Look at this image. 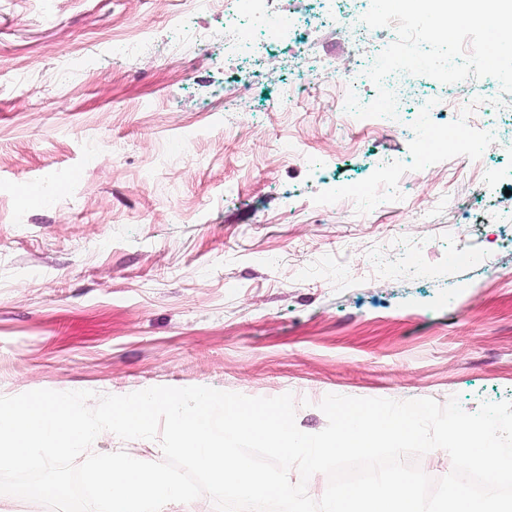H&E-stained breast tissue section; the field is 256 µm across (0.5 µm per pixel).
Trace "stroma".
I'll return each instance as SVG.
<instances>
[{"mask_svg": "<svg viewBox=\"0 0 512 512\" xmlns=\"http://www.w3.org/2000/svg\"><path fill=\"white\" fill-rule=\"evenodd\" d=\"M185 0H0V396L206 386L292 394L512 400V112L449 213L456 139L435 140L411 195L343 208L417 131L342 124L321 85L275 109L290 72L249 86L206 40L176 35ZM143 37L114 53L113 35ZM96 60L87 68L81 54ZM241 96L224 109L225 92ZM300 142L330 158L271 167Z\"/></svg>", "mask_w": 512, "mask_h": 512, "instance_id": "1", "label": "stroma"}]
</instances>
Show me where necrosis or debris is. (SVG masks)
<instances>
[{"instance_id": "necrosis-or-debris-1", "label": "necrosis or debris", "mask_w": 512, "mask_h": 512, "mask_svg": "<svg viewBox=\"0 0 512 512\" xmlns=\"http://www.w3.org/2000/svg\"><path fill=\"white\" fill-rule=\"evenodd\" d=\"M191 11L211 13L224 20V58H249L267 74L289 69L296 77L282 94L280 108H288L309 85L341 84L363 95L365 68L379 52L383 29L361 24L357 13L330 15L316 8L304 14L305 29L287 52L273 53L274 45L285 42L291 20L282 9V0H188ZM447 101L425 102L415 114L419 139L413 157L417 171H425L432 161L430 141L440 135L433 116L441 108L460 112L463 125H470L474 114L491 116L495 107L482 94L473 79L450 87Z\"/></svg>"}]
</instances>
